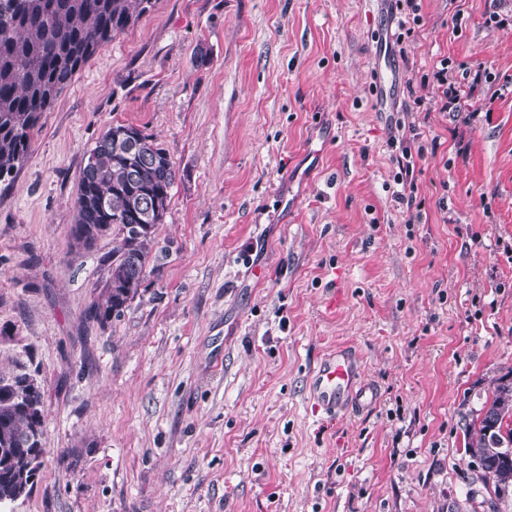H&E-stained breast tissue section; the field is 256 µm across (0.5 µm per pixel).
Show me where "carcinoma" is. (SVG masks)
I'll use <instances>...</instances> for the list:
<instances>
[{"label":"carcinoma","instance_id":"carcinoma-1","mask_svg":"<svg viewBox=\"0 0 512 512\" xmlns=\"http://www.w3.org/2000/svg\"><path fill=\"white\" fill-rule=\"evenodd\" d=\"M152 0H0V181L14 178L27 161L31 132L53 106L79 67L104 44L134 25ZM114 129L138 135L140 150L151 162L135 167L124 142L106 131L89 151L75 200L70 236L89 246L112 235V255L101 282L102 299L91 308L105 324L122 316L141 295L150 260L167 248L158 246L156 226L164 223L176 180L167 149L136 126ZM157 212L146 220L150 230L133 234L138 203ZM22 370L0 377V504L28 496L40 473L44 413L42 392ZM468 447L484 477L501 494L512 485V382L498 384L480 413L467 425Z\"/></svg>","mask_w":512,"mask_h":512}]
</instances>
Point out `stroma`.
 Returning <instances> with one entry per match:
<instances>
[{"label":"stroma","instance_id":"obj_1","mask_svg":"<svg viewBox=\"0 0 512 512\" xmlns=\"http://www.w3.org/2000/svg\"><path fill=\"white\" fill-rule=\"evenodd\" d=\"M419 14L391 112L373 64L389 0H153L80 68L0 182V376L34 371L47 450L0 512H512L465 431L512 380V0ZM118 123L177 179L167 258L101 325L112 239L70 227ZM413 127L441 142L415 224L389 145ZM344 345L378 401L324 424L308 374Z\"/></svg>","mask_w":512,"mask_h":512}]
</instances>
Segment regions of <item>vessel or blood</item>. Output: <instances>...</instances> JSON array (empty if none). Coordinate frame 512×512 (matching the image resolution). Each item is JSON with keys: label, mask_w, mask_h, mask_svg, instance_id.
Wrapping results in <instances>:
<instances>
[{"label": "vessel or blood", "mask_w": 512, "mask_h": 512, "mask_svg": "<svg viewBox=\"0 0 512 512\" xmlns=\"http://www.w3.org/2000/svg\"><path fill=\"white\" fill-rule=\"evenodd\" d=\"M309 399L320 418L333 420L368 410L377 399L358 354L348 347L324 355L308 379Z\"/></svg>", "instance_id": "vessel-or-blood-1"}]
</instances>
